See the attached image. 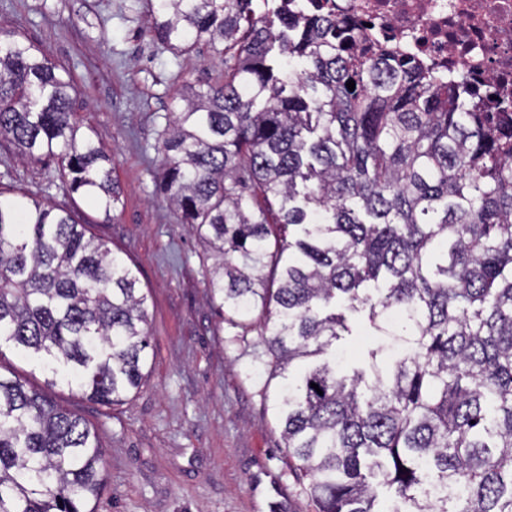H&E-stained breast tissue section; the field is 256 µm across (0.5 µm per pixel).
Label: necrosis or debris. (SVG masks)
Instances as JSON below:
<instances>
[{
	"label": "necrosis or debris",
	"mask_w": 512,
	"mask_h": 512,
	"mask_svg": "<svg viewBox=\"0 0 512 512\" xmlns=\"http://www.w3.org/2000/svg\"><path fill=\"white\" fill-rule=\"evenodd\" d=\"M288 7L296 18L319 12L365 29L367 51L466 75L467 94L492 119L512 112V0H290Z\"/></svg>",
	"instance_id": "obj_1"
}]
</instances>
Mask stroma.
Listing matches in <instances>:
<instances>
[{
  "instance_id": "1",
  "label": "stroma",
  "mask_w": 512,
  "mask_h": 512,
  "mask_svg": "<svg viewBox=\"0 0 512 512\" xmlns=\"http://www.w3.org/2000/svg\"><path fill=\"white\" fill-rule=\"evenodd\" d=\"M148 0H0V28L64 67L78 88L81 127L111 151L121 190L112 218L68 193L57 163L0 146V188L76 212L131 266L147 295L148 356L138 391L104 406L61 384L105 449L107 484L94 512H313L277 421L261 396L272 357L237 336L209 300L207 244L181 223L155 181L160 134L182 85H206L221 66L207 46L178 56L145 30ZM0 375L43 387L36 360L0 345Z\"/></svg>"
}]
</instances>
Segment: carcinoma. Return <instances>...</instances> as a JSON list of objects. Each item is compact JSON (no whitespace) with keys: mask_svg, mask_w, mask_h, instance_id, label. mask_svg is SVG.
Instances as JSON below:
<instances>
[{"mask_svg":"<svg viewBox=\"0 0 512 512\" xmlns=\"http://www.w3.org/2000/svg\"><path fill=\"white\" fill-rule=\"evenodd\" d=\"M147 29L224 63L176 92L156 179L217 254L211 303L283 370L263 398L315 512H512V128L476 110L466 78L366 54L322 16L154 0ZM76 93L0 31V137L58 159L108 218L112 154L80 131ZM138 283L71 212L0 199V342L48 385L104 405L140 388ZM356 318L401 350L348 365ZM103 470L82 417L0 376V512H93Z\"/></svg>","mask_w":512,"mask_h":512,"instance_id":"cac0c4a2","label":"carcinoma"}]
</instances>
